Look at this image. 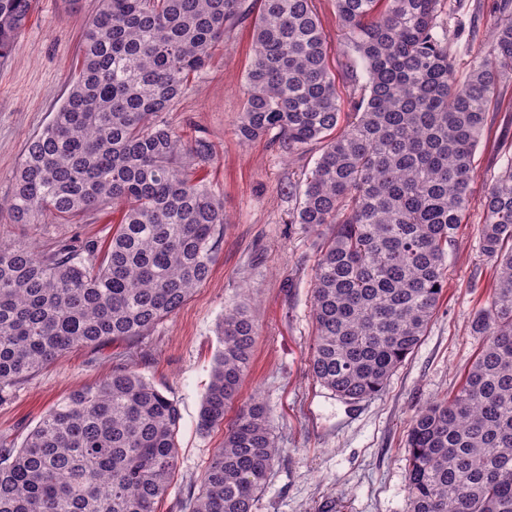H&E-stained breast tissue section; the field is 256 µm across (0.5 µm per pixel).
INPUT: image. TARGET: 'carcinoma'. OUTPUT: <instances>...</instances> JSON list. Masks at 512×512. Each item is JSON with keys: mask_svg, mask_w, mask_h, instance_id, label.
Returning <instances> with one entry per match:
<instances>
[{"mask_svg": "<svg viewBox=\"0 0 512 512\" xmlns=\"http://www.w3.org/2000/svg\"><path fill=\"white\" fill-rule=\"evenodd\" d=\"M35 2L0 0L1 61ZM261 2L234 134L247 143L273 133L288 153L321 144L294 218L330 228L314 269L308 371L359 402L383 390L437 313L475 152L512 70V0L498 4L491 53L462 80L448 0H334L352 68L366 76L343 125L313 0ZM248 14L245 0H101L69 91L27 140L0 217L40 224L110 206L122 219L103 248L0 239V393L72 348L148 335L208 279L224 203L190 169L215 151L164 113ZM482 207L495 284L470 331L484 342L453 396L410 421L409 512H512V160ZM256 335L243 305L225 310L200 433L224 424ZM180 419L176 402L128 368L71 391L21 446L0 441V512H156ZM280 453L264 405L242 406L185 509L258 512Z\"/></svg>", "mask_w": 512, "mask_h": 512, "instance_id": "carcinoma-1", "label": "carcinoma"}]
</instances>
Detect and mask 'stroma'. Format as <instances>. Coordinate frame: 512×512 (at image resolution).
I'll use <instances>...</instances> for the list:
<instances>
[{
	"label": "stroma",
	"instance_id": "1",
	"mask_svg": "<svg viewBox=\"0 0 512 512\" xmlns=\"http://www.w3.org/2000/svg\"><path fill=\"white\" fill-rule=\"evenodd\" d=\"M100 0H37L13 56L0 65V198L11 191L26 141L42 130L64 100L80 65L81 34ZM328 42L342 113L352 110L353 55L333 0H315ZM498 19L496 0H449L448 28L456 32L459 76L473 52L487 50ZM254 21L246 19L217 46L167 120L211 142L217 155L194 166L224 198L228 224L208 280L149 336L100 348L77 347L0 395V440L22 444L28 433L70 391L99 382L124 366L140 372L174 400L181 420L178 467L157 512H182L190 481L224 442L223 428L199 433L202 397L218 350L217 325L225 308L245 302L257 329L252 365L226 417L262 402L282 450L260 500L259 512H408L407 429L421 407L452 395L482 344L470 321L493 286L491 262L479 250L486 186L512 159V78L500 86L475 153L468 217L448 248V286L420 346L378 395L357 403L337 398L308 373L314 340L312 282L322 232L292 223L297 187L320 155L318 143L294 154L268 139L240 143L234 127L244 103L242 84L252 59ZM121 214L104 210L72 223L0 226L11 240L37 246L49 240L109 243Z\"/></svg>",
	"mask_w": 512,
	"mask_h": 512
}]
</instances>
